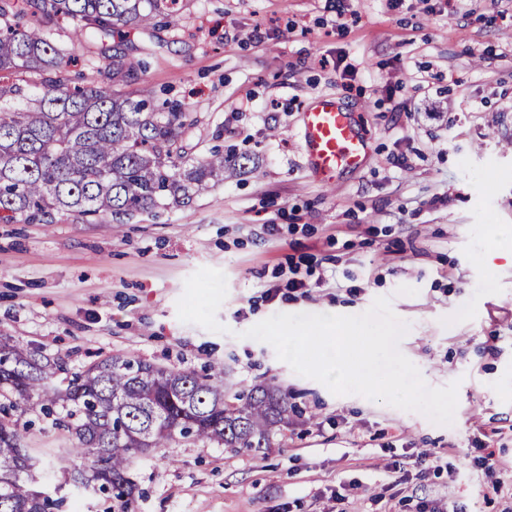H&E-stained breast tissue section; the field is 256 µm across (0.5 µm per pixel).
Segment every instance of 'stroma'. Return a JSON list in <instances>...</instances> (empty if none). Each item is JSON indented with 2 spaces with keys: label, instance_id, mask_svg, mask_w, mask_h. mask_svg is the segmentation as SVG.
Masks as SVG:
<instances>
[{
  "label": "stroma",
  "instance_id": "1",
  "mask_svg": "<svg viewBox=\"0 0 512 512\" xmlns=\"http://www.w3.org/2000/svg\"><path fill=\"white\" fill-rule=\"evenodd\" d=\"M122 48L147 63L127 90L188 113L190 158L232 145L244 164L158 218L0 222V336L71 373L134 354L277 386L302 410L256 454L147 452L130 470L136 512H512V264L473 260L495 246L489 223L512 226V0H187ZM322 93L370 142L330 187L298 135ZM381 296L426 385L457 384L453 424L334 395L246 335ZM17 416L38 479L63 483L76 436L36 400Z\"/></svg>",
  "mask_w": 512,
  "mask_h": 512
}]
</instances>
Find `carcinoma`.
Returning a JSON list of instances; mask_svg holds the SVG:
<instances>
[{
  "label": "carcinoma",
  "mask_w": 512,
  "mask_h": 512,
  "mask_svg": "<svg viewBox=\"0 0 512 512\" xmlns=\"http://www.w3.org/2000/svg\"><path fill=\"white\" fill-rule=\"evenodd\" d=\"M180 0H0V221L53 224L59 214L116 223L158 215L169 201H191L237 157L213 150L186 167V113L155 109L141 93L115 86L133 76L116 42ZM77 21L71 42L89 41L107 64L100 80L72 86L71 54L54 42L59 21ZM59 360L0 336V512H64L66 499L36 488L37 454L21 447L17 399L66 411L79 444L63 470L77 490L109 495L113 512H134V460L179 439L239 451L274 445L294 406L288 393L175 370L132 355L94 362L62 386Z\"/></svg>",
  "instance_id": "1"
}]
</instances>
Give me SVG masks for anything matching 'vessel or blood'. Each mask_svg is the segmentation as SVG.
Here are the masks:
<instances>
[{
	"instance_id": "b4317fda",
	"label": "vessel or blood",
	"mask_w": 512,
	"mask_h": 512,
	"mask_svg": "<svg viewBox=\"0 0 512 512\" xmlns=\"http://www.w3.org/2000/svg\"><path fill=\"white\" fill-rule=\"evenodd\" d=\"M300 136L308 164L325 186L360 167L370 150L355 116L332 94L316 96L305 107Z\"/></svg>"
}]
</instances>
